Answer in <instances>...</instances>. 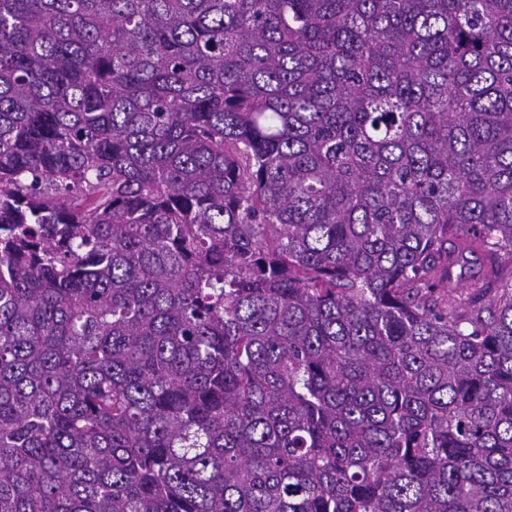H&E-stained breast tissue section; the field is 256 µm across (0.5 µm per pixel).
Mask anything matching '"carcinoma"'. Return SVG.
<instances>
[{
  "label": "carcinoma",
  "instance_id": "cac0c4a2",
  "mask_svg": "<svg viewBox=\"0 0 512 512\" xmlns=\"http://www.w3.org/2000/svg\"><path fill=\"white\" fill-rule=\"evenodd\" d=\"M511 264L512 0H0V512H512Z\"/></svg>",
  "mask_w": 512,
  "mask_h": 512
}]
</instances>
